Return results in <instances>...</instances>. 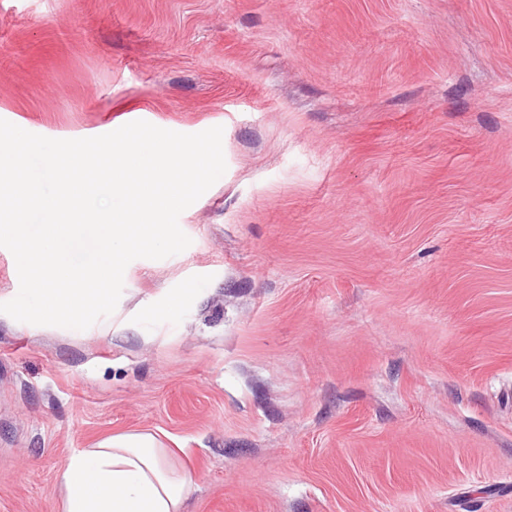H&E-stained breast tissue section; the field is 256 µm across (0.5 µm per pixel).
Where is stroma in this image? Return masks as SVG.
<instances>
[{
    "label": "stroma",
    "instance_id": "stroma-1",
    "mask_svg": "<svg viewBox=\"0 0 512 512\" xmlns=\"http://www.w3.org/2000/svg\"><path fill=\"white\" fill-rule=\"evenodd\" d=\"M0 119L226 162L111 315L0 313V512L139 430L188 512H512V0H0Z\"/></svg>",
    "mask_w": 512,
    "mask_h": 512
}]
</instances>
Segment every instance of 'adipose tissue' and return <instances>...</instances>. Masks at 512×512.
I'll return each mask as SVG.
<instances>
[{"instance_id":"adipose-tissue-1","label":"adipose tissue","mask_w":512,"mask_h":512,"mask_svg":"<svg viewBox=\"0 0 512 512\" xmlns=\"http://www.w3.org/2000/svg\"><path fill=\"white\" fill-rule=\"evenodd\" d=\"M173 455L148 431L73 452L57 476L60 512H185L195 475Z\"/></svg>"}]
</instances>
